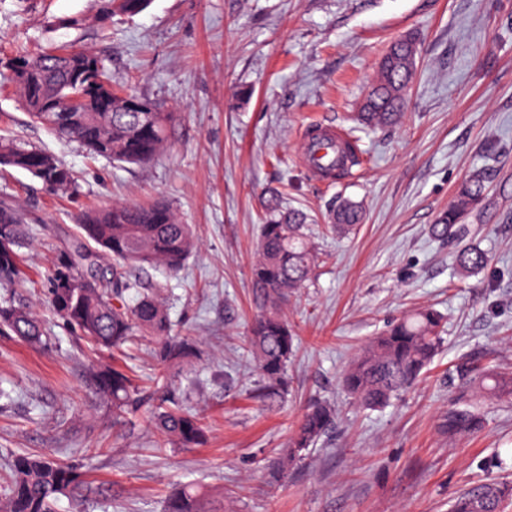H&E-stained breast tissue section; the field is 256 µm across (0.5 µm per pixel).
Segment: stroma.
Segmentation results:
<instances>
[{"label":"stroma","mask_w":512,"mask_h":512,"mask_svg":"<svg viewBox=\"0 0 512 512\" xmlns=\"http://www.w3.org/2000/svg\"><path fill=\"white\" fill-rule=\"evenodd\" d=\"M94 0H0V58L70 43L106 60L112 76L174 111L166 149L145 165L95 158L36 124L0 86V136L56 155L77 189L59 195L24 171L0 168V199L24 211L16 293L53 343L34 349L0 332V494L12 454L51 452L83 466L106 495L55 512H164L181 484L196 482L213 512H449L464 491L512 482V399L480 398L462 368L512 373V0H153L105 28L57 30ZM418 41L400 123H357L377 63L397 37ZM348 130L364 162L341 182L312 178L300 159L308 126ZM482 173V202L463 237L432 232L458 188ZM311 217L317 277L285 308L299 339L287 402L275 412L247 397L257 373L244 350L252 319L250 269L264 195ZM365 219L328 229L340 199ZM168 202L191 225L197 248L165 286L171 333L197 339L193 366L160 378L150 339L98 351L53 315L47 288L78 217L115 202ZM490 262L463 272L459 252ZM431 307L448 319L446 343L424 376L392 406L356 408L343 371L371 338ZM133 367L156 395L175 387L205 408L200 448H162L146 414L112 423L106 399L89 398L88 369ZM336 410L332 430L279 484L268 467L309 403ZM475 405L482 429L449 436L450 411Z\"/></svg>","instance_id":"35a3bbf8"}]
</instances>
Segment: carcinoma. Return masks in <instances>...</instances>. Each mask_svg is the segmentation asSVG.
Listing matches in <instances>:
<instances>
[{
  "instance_id": "carcinoma-1",
  "label": "carcinoma",
  "mask_w": 512,
  "mask_h": 512,
  "mask_svg": "<svg viewBox=\"0 0 512 512\" xmlns=\"http://www.w3.org/2000/svg\"><path fill=\"white\" fill-rule=\"evenodd\" d=\"M152 0H96L90 15L56 21L55 26L83 29L90 23L106 26L116 15L136 16ZM415 38L396 39L378 62L377 79L363 98L358 121L370 128L395 123L405 107V95L416 69ZM22 106L49 133L79 142L89 154L118 164L140 165L152 161L165 148L174 113L155 101L112 83L103 60L88 50L59 45L33 56H19L5 64ZM112 101V111H99V102ZM0 166L23 170L56 194L75 190L73 171L55 155L35 146L0 139ZM484 183L474 175L441 212L433 233L456 236L466 216L481 202ZM260 225L258 256L251 268L256 315L249 329L246 352L254 363L258 381L250 399L265 410H275L288 396V366L298 337L284 315L288 299L313 276L318 256L307 237L309 216L285 208L280 196L270 195ZM361 207L345 201L333 214L340 231L361 223ZM79 239L59 254L49 289V304L64 321L78 329L91 345L106 350L121 348L136 335L155 340V357L165 368L179 367L197 357L195 342L170 335L171 323L162 298L161 284L150 271H179L197 246L190 225L162 202L147 205L114 204L90 209L80 216ZM24 214L15 203L0 202V237L11 252L0 253V285L19 275V250L25 247ZM112 257L103 269L101 255ZM465 270L486 266L489 254L477 247L460 252ZM88 278L95 287L68 288L72 277ZM0 328L19 340L43 347L49 339L29 306L12 295L0 296ZM444 317L432 308L420 309L390 325L366 343L342 376V387L354 402L369 410L383 409L409 389L440 350ZM465 375L478 381L488 394L512 397V374L471 367ZM91 392L111 401L112 420L139 410L146 398L129 369L94 366L87 375ZM334 420L326 402L310 404L297 422L287 447L270 465L269 477L278 482L315 448ZM150 421L164 444L174 448H199L208 440L200 415L172 395L150 407ZM481 416L469 406L448 414L450 435H465L481 427ZM9 493L0 499V512H54L61 497L75 500L95 488L81 468L48 454L22 453L10 463ZM512 506V484L490 483L463 492L451 512H505ZM165 512H213L194 484L182 486L166 499Z\"/></svg>"
}]
</instances>
